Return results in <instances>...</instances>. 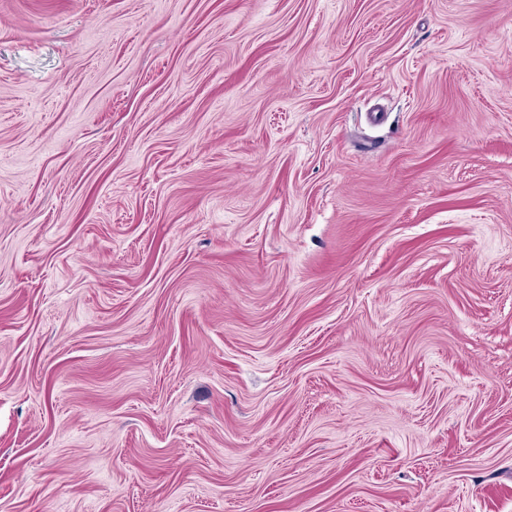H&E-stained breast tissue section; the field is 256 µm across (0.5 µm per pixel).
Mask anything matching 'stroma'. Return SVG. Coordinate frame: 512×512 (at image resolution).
Wrapping results in <instances>:
<instances>
[{
  "instance_id": "obj_1",
  "label": "stroma",
  "mask_w": 512,
  "mask_h": 512,
  "mask_svg": "<svg viewBox=\"0 0 512 512\" xmlns=\"http://www.w3.org/2000/svg\"><path fill=\"white\" fill-rule=\"evenodd\" d=\"M0 512H512V0H0Z\"/></svg>"
}]
</instances>
